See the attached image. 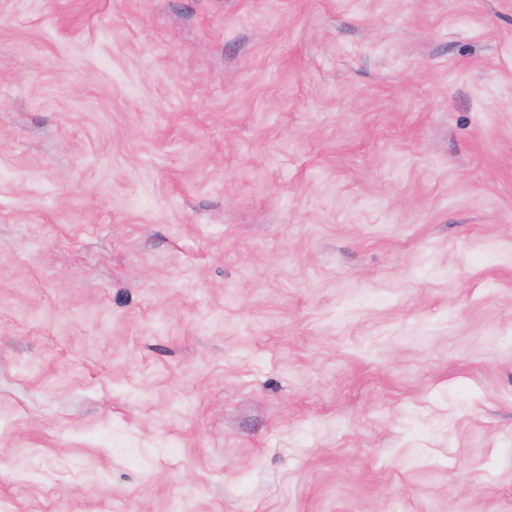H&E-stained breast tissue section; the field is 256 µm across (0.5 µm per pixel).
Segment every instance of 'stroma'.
Listing matches in <instances>:
<instances>
[{"label": "stroma", "mask_w": 512, "mask_h": 512, "mask_svg": "<svg viewBox=\"0 0 512 512\" xmlns=\"http://www.w3.org/2000/svg\"><path fill=\"white\" fill-rule=\"evenodd\" d=\"M0 512H512V0H0Z\"/></svg>", "instance_id": "stroma-1"}]
</instances>
